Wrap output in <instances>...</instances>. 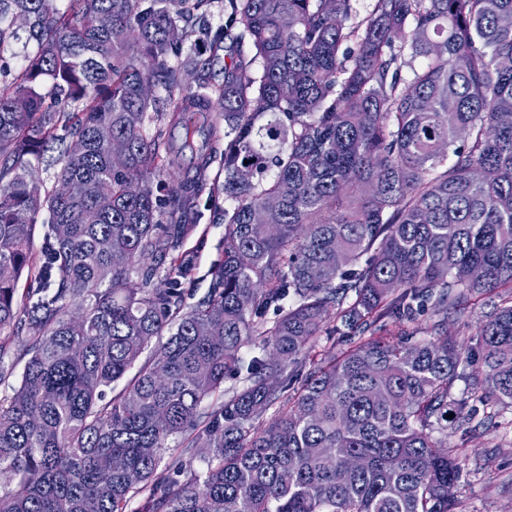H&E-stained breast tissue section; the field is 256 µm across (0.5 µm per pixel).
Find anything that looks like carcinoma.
I'll use <instances>...</instances> for the list:
<instances>
[{"instance_id":"1","label":"carcinoma","mask_w":512,"mask_h":512,"mask_svg":"<svg viewBox=\"0 0 512 512\" xmlns=\"http://www.w3.org/2000/svg\"><path fill=\"white\" fill-rule=\"evenodd\" d=\"M64 2L0 0V50L19 39L10 15L34 45L0 86V380L26 360L0 397V512H126L136 497L140 512H454L448 424L479 412L450 399L458 369L480 361L474 385L512 404V294L477 349L440 335L512 286V124L498 122L512 114V0H375L363 18L355 0H224L210 41L223 82L200 53L193 86L187 28L213 0ZM216 103L224 182L165 181L187 151L208 166ZM56 141L69 196L28 178ZM206 190L227 203L224 258L190 305L158 281L189 273ZM44 214L40 287L20 305ZM426 304L437 336L419 338ZM332 312L372 337L316 359ZM385 317L411 328L373 337ZM252 344L262 355L246 361ZM289 368L302 381L285 398ZM230 376L243 384L226 399Z\"/></svg>"}]
</instances>
